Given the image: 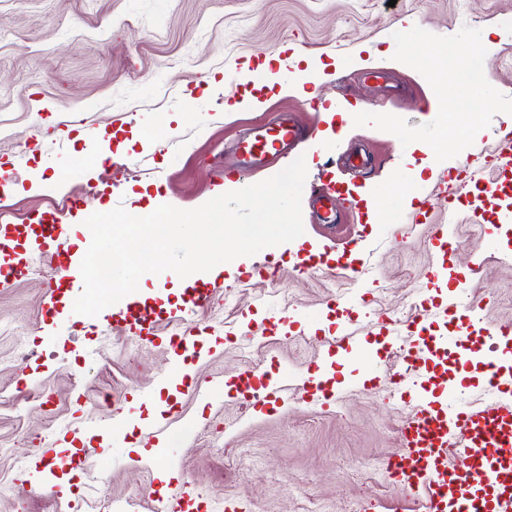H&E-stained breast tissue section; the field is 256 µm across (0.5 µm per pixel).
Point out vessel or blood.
<instances>
[{
  "label": "vessel or blood",
  "mask_w": 512,
  "mask_h": 512,
  "mask_svg": "<svg viewBox=\"0 0 512 512\" xmlns=\"http://www.w3.org/2000/svg\"><path fill=\"white\" fill-rule=\"evenodd\" d=\"M303 137L291 120L275 116L253 128L239 152L240 165L247 171L263 168L270 157L291 148ZM446 190L456 185L469 188L467 204L473 212L486 211L502 198H512V135L494 146L482 165L467 166L442 178ZM17 235L0 228V286L22 264L17 252ZM128 333L139 338L155 336L162 316L150 306L119 312ZM480 340L486 347L479 362L488 387L501 400L493 406L474 405L459 410L435 396H419L416 414L399 430L400 448L389 457L394 486L421 493L428 512H512V362L501 353V339L487 327L458 328L454 336L440 337L421 330L406 356L408 368L422 381L447 389L448 365L466 368L468 361L449 360L450 349ZM242 389L258 390L260 397L278 402L279 384L263 381L246 370L237 379ZM163 512H203L204 506L191 484L162 505Z\"/></svg>",
  "instance_id": "1"
}]
</instances>
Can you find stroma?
Returning <instances> with one entry per match:
<instances>
[{
	"label": "stroma",
	"mask_w": 512,
	"mask_h": 512,
	"mask_svg": "<svg viewBox=\"0 0 512 512\" xmlns=\"http://www.w3.org/2000/svg\"><path fill=\"white\" fill-rule=\"evenodd\" d=\"M482 55L490 96L476 93L463 139L444 137L448 113L433 112L437 70L456 71L441 46ZM268 64L266 87L252 75ZM371 69L390 76L382 84ZM257 91L239 112L225 101ZM361 105L366 119L343 137L321 138L322 110ZM293 113L317 133L267 169L243 171L232 152L244 130ZM512 127V0H0V225L63 222L69 256L91 243L85 220L148 203L199 207L225 180L246 187L312 156L302 194L307 250L321 263L299 272L285 243L197 273L208 304L188 310L166 274L141 276L130 302L162 307L179 329L211 339L189 366L206 387L172 395L175 361L160 341H142L108 311L89 317L58 308L42 319V245L26 247L25 271L0 287V512H83L86 494L152 512L150 492L175 494L191 481L205 498L239 512H425L422 495L403 496L379 470L415 412L413 390L393 384L415 334L409 302L455 303L459 314L512 331V222L478 216L438 190L448 170L475 161ZM120 154L88 171L97 145ZM365 152L355 173L340 159ZM418 178H411L412 170ZM340 186V221H320L313 197ZM377 201L367 213L363 194ZM428 196L425 223L411 220L409 195ZM404 202L389 230L385 201ZM458 245L448 279H430L440 254L436 225ZM353 258L337 270V258ZM389 328L381 335L380 326ZM22 331L18 347L14 331ZM361 350L336 364L343 384L327 403L308 400L302 380L342 337ZM261 367L280 383L286 406L245 402L225 379ZM81 425L91 445L67 487L37 475L33 457ZM152 449L142 459L138 446ZM167 469L177 481L160 487Z\"/></svg>",
	"instance_id": "obj_1"
}]
</instances>
